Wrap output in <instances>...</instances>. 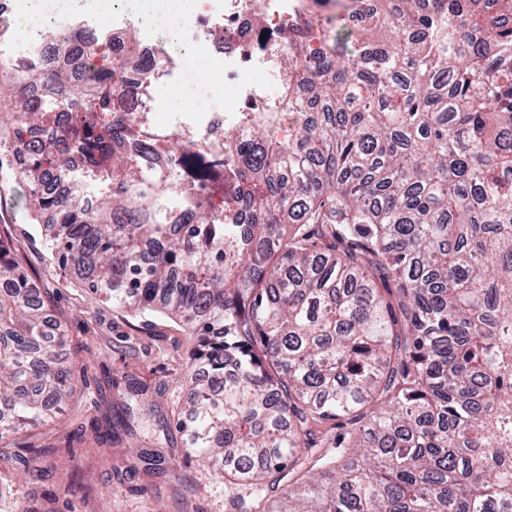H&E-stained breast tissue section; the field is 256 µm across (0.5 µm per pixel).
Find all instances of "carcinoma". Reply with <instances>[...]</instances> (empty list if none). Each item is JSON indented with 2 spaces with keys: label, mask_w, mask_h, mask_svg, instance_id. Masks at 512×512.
I'll return each mask as SVG.
<instances>
[{
  "label": "carcinoma",
  "mask_w": 512,
  "mask_h": 512,
  "mask_svg": "<svg viewBox=\"0 0 512 512\" xmlns=\"http://www.w3.org/2000/svg\"><path fill=\"white\" fill-rule=\"evenodd\" d=\"M309 6L279 55L288 110L230 135L222 224H158L136 159L88 114L108 112L111 61L88 89L46 77L67 132L18 174L53 213L62 265L134 315L199 337L178 423L186 456L268 512H512V26L497 0H343L332 33ZM43 72L0 67V144L43 122L24 94ZM112 155V194L42 191L69 143ZM66 334L0 237V448L55 421L73 391ZM336 449L307 468L312 426Z\"/></svg>",
  "instance_id": "carcinoma-1"
}]
</instances>
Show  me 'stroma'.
Wrapping results in <instances>:
<instances>
[{
  "instance_id": "obj_1",
  "label": "stroma",
  "mask_w": 512,
  "mask_h": 512,
  "mask_svg": "<svg viewBox=\"0 0 512 512\" xmlns=\"http://www.w3.org/2000/svg\"><path fill=\"white\" fill-rule=\"evenodd\" d=\"M3 224L24 268L64 318V354L74 377L87 382L77 386L62 421L22 435L54 448V455L35 470L0 460V512H237V490L213 481L206 466L186 457L187 435L176 425L187 400L182 377L195 336L159 313L131 316L84 286L47 245L25 184L6 167L0 168ZM131 380L145 386L150 404L134 435L95 439L105 416L120 414ZM138 439L164 457L166 471H143L133 446Z\"/></svg>"
}]
</instances>
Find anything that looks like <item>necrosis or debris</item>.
Masks as SVG:
<instances>
[{
	"label": "necrosis or debris",
	"instance_id": "4bbe7bcc",
	"mask_svg": "<svg viewBox=\"0 0 512 512\" xmlns=\"http://www.w3.org/2000/svg\"><path fill=\"white\" fill-rule=\"evenodd\" d=\"M48 2L0 0V17L30 37L24 55L47 72L57 68L59 47L73 43L75 32L94 44L111 37L118 59L127 51L125 31L135 28L142 67L117 83L113 107L127 116L126 147L141 170L178 186L157 220L223 223L224 139L243 133V116L275 110L265 85L278 76L275 56L295 34L305 0H177L176 12L164 13L159 23L150 7L120 8L115 0H94V8L62 22ZM46 29L54 33V46L35 38ZM217 83L224 86L220 108L208 103ZM187 89L198 100L190 110L175 103Z\"/></svg>",
	"mask_w": 512,
	"mask_h": 512
}]
</instances>
